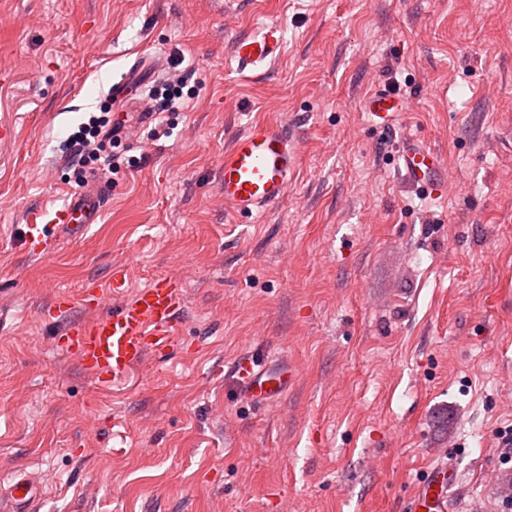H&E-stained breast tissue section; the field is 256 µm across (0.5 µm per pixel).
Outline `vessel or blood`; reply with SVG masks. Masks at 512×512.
I'll return each mask as SVG.
<instances>
[{
    "label": "vessel or blood",
    "mask_w": 512,
    "mask_h": 512,
    "mask_svg": "<svg viewBox=\"0 0 512 512\" xmlns=\"http://www.w3.org/2000/svg\"><path fill=\"white\" fill-rule=\"evenodd\" d=\"M282 49V28L270 21L239 36L232 44V56L244 73L274 60ZM142 75V67L136 66L113 83V102L129 103L145 86ZM406 108V102L388 88L372 93L364 103L368 116L381 127L389 126L392 115ZM401 160V176L409 187L441 193L448 172L436 152L411 140L404 144ZM297 161L296 139L287 128L263 124L238 135L220 161L225 208L237 215H254L280 203ZM98 210V202L83 195L49 212L36 210L24 233L26 250L35 254L54 250L56 244L48 237V228L62 225L71 231L82 229L95 222ZM127 277V269L120 268L114 270L108 287L95 289L76 301L64 293L56 299L58 308L67 309L77 302L91 311L90 319L66 326L56 343L87 374L109 385L123 382L149 358L164 356L173 347L185 306L181 279L163 277L123 298L112 312H105L108 299L124 287ZM236 374L241 397L250 403L266 404L277 399L289 383L283 374L264 370L261 364L246 358L238 362ZM456 479L455 470L447 462L434 463L418 481L406 504L407 512H453L450 490ZM41 495V486L29 476H12L0 499V512H33Z\"/></svg>",
    "instance_id": "1"
}]
</instances>
